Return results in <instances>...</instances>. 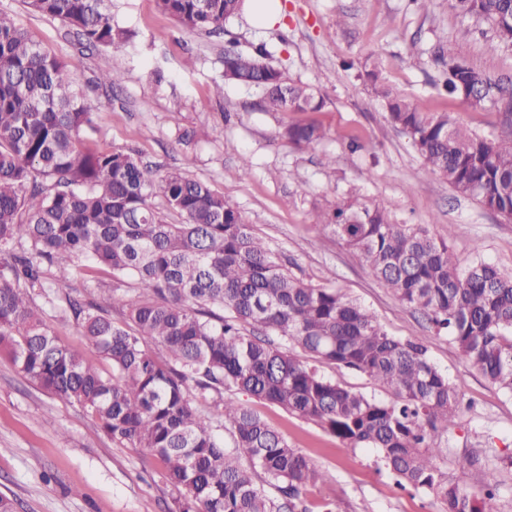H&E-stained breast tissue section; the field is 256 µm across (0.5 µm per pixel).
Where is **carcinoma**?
I'll list each match as a JSON object with an SVG mask.
<instances>
[{"instance_id":"obj_1","label":"carcinoma","mask_w":512,"mask_h":512,"mask_svg":"<svg viewBox=\"0 0 512 512\" xmlns=\"http://www.w3.org/2000/svg\"><path fill=\"white\" fill-rule=\"evenodd\" d=\"M58 19L82 49L98 51L96 88L122 71L112 49L129 31L112 0H22ZM186 32L220 34L245 0H156ZM492 28L489 49H512V0H448ZM254 55L224 52L220 79L262 93L271 112L322 106L307 84L292 83ZM444 89L473 107H491L512 126V79L440 54ZM391 124L406 132L428 168L458 193L512 218V138L488 139L449 112H428L370 72ZM102 102L67 62L0 11V354L50 393L81 405L112 440L146 448L164 464L178 512H310L305 493L324 475L260 415L224 396L238 391L319 425L350 448H375L397 485L434 492L444 512H492L499 491L487 470L476 496L445 478L434 446L454 424L460 401L429 355V342L388 333L375 313L339 288L291 275L279 253L207 183L161 169L133 151L100 150ZM325 136L313 123L286 125L281 137L309 147ZM176 216L180 221L174 222ZM316 223L331 229L404 306L423 313L462 358L512 394V274L475 260L461 267L445 238L394 223L388 212L348 200ZM131 275L138 297L112 295L126 320L103 305L65 296L81 335L112 366L106 376L57 343L30 295L44 288V265L69 287L85 262ZM221 312H216V309ZM151 338L168 359L145 347ZM361 373L392 395L367 397L310 362ZM215 398L232 438L226 447L189 387Z\"/></svg>"}]
</instances>
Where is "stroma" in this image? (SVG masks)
<instances>
[{"label":"stroma","mask_w":512,"mask_h":512,"mask_svg":"<svg viewBox=\"0 0 512 512\" xmlns=\"http://www.w3.org/2000/svg\"><path fill=\"white\" fill-rule=\"evenodd\" d=\"M115 3L134 38L113 52L125 76L102 98L98 148H132L208 183L287 260L290 273L358 298L392 335L429 337L431 359L462 406L454 425L434 437L443 450L441 470L476 494L480 473H460L453 460L486 456L500 479L495 512H512V396L466 364L448 338L433 337L422 313L401 306L314 221L316 212L356 196L386 208L396 223L447 238L461 263L479 258L512 273V219L455 193L431 172L388 122L369 77L377 71L424 108L451 112L472 132L508 139L512 127L494 109L444 94L435 53L444 44L476 69L511 76L512 50L489 52L484 24L458 15L448 0L422 7L413 0H280L277 20L259 24L245 13L229 23V36L247 53L266 45L270 64L314 87L324 104L316 112H267L257 90L228 84L223 96L214 94L226 38L184 33L155 0ZM0 10L67 61L79 80L96 75L97 56L79 54L58 20L27 11L21 0H0ZM157 67L165 74L159 85L148 77ZM298 120L320 125L325 139L312 149L282 139L280 127ZM185 131L194 132L192 141L181 140ZM244 156L251 162L246 177L239 174ZM116 287L130 293L135 282L94 265L72 277L69 292L100 302ZM44 312L59 343L110 372L72 318L49 304ZM239 400L325 473L306 492L311 512L328 499L334 512H443L432 493L398 488L375 449L346 447L314 423L244 394ZM163 470L148 450L112 441L82 406L47 392L0 356V496L13 501L15 512H176V492Z\"/></svg>","instance_id":"obj_1"}]
</instances>
